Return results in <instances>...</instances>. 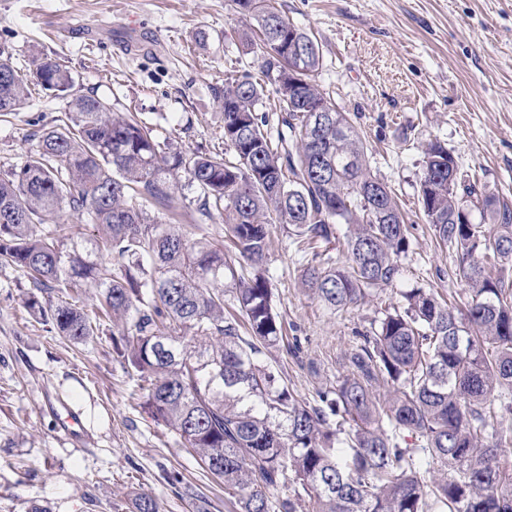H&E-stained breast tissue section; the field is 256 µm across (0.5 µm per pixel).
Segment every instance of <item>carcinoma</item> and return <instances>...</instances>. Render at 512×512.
I'll return each mask as SVG.
<instances>
[{"mask_svg":"<svg viewBox=\"0 0 512 512\" xmlns=\"http://www.w3.org/2000/svg\"><path fill=\"white\" fill-rule=\"evenodd\" d=\"M233 3L261 32L280 115L274 144L258 109L266 86L227 77L228 158L157 142L139 114L75 91L58 57H38L24 78L0 45V72L11 74L0 83L1 115L19 110L32 85L67 100V122L30 134L36 150L0 169V264L28 277V307L50 331L79 344L106 321L117 328L115 353L143 382V407L205 469L224 459L211 475L238 512H302L307 499L311 512H512V429L495 410L512 389V281L495 266L512 260V207L463 181L440 142L423 150L420 202L458 258L464 308L431 288L401 293L316 405L259 358L285 336L263 272L272 225L291 226L300 247L348 225L347 264L328 258L302 272L336 312L400 279L410 236L347 113L314 80L319 45L270 0ZM313 99L326 109L319 127L306 111ZM185 186L199 190L194 225L220 216L233 250L145 210L168 208ZM465 203L492 224L456 223ZM71 217L95 228L98 259L36 231ZM88 282L99 289L91 305ZM287 482L294 494L272 500Z\"/></svg>","mask_w":512,"mask_h":512,"instance_id":"carcinoma-1","label":"carcinoma"}]
</instances>
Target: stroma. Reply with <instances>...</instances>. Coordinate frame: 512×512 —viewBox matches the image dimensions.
Wrapping results in <instances>:
<instances>
[{"label": "stroma", "mask_w": 512, "mask_h": 512, "mask_svg": "<svg viewBox=\"0 0 512 512\" xmlns=\"http://www.w3.org/2000/svg\"><path fill=\"white\" fill-rule=\"evenodd\" d=\"M318 43L316 81L362 138L371 170L411 226L403 276L372 301L332 313L301 283L307 264L286 225L273 227L266 267L288 339L263 358L304 399L335 387L341 358L402 291L432 288L461 302L456 258L423 216V147L440 140L486 194L512 204V0H274ZM253 24L232 0H0V44L18 74L61 57L78 89L113 111L141 113L159 142L227 152L220 98L226 78L263 81ZM66 117V102L36 90L0 117V165L22 164L35 129ZM32 287L0 264V512H132L135 495L160 512H234L222 481L142 407L135 376L117 361L110 327L76 345L27 306ZM80 412L70 435L47 399ZM182 483L167 481L171 472Z\"/></svg>", "instance_id": "1"}]
</instances>
